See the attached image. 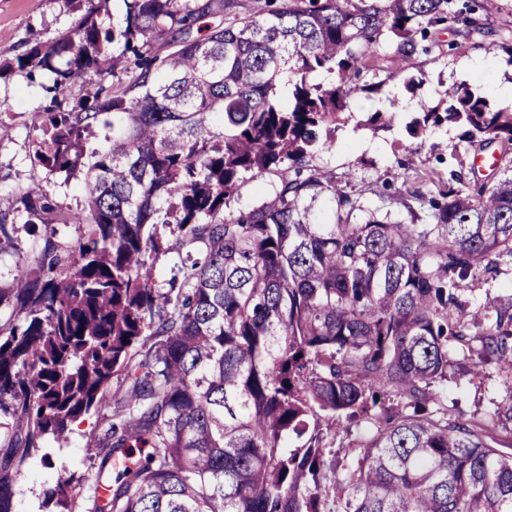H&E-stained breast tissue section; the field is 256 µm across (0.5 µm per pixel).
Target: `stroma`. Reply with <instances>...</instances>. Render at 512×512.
<instances>
[{"label":"stroma","instance_id":"35a3bbf8","mask_svg":"<svg viewBox=\"0 0 512 512\" xmlns=\"http://www.w3.org/2000/svg\"><path fill=\"white\" fill-rule=\"evenodd\" d=\"M82 14L78 0H0V63L14 61L32 46L73 31ZM426 43L428 52L417 55L411 71L418 81L415 91H408L400 81L384 87L382 93L365 94L362 87L372 83L373 73L360 70L353 79L357 91L331 143L313 159L319 173L362 192L368 206H379L384 192L435 194L438 182L447 181L452 170L461 174L462 185L468 189L493 175L488 167L474 169L473 162L499 156V147L462 142V130L454 125L416 138L407 132L406 124L417 99L437 104L461 82L485 94L492 106L505 107L501 90L512 82V68L487 52L485 40L464 37L452 28L430 33ZM44 81V76L32 81L16 70L0 75V211L10 214L15 227L14 245L0 247V282L4 284L10 282L16 262L37 270L45 241L70 249L78 246L87 231L86 225L63 224L50 215L42 221L29 220L22 204L26 191L37 180L58 210L79 213L85 206L77 178L49 173L32 162L31 139L42 123L44 107L50 104L41 88ZM389 110L396 113L390 127L376 131L366 127L371 113ZM444 391L451 412L466 418L479 416L512 391V374L493 365L477 377L452 374ZM107 427L106 413L90 412L73 424L63 450L53 451L51 465L33 460L17 478L16 512H36L34 504L41 501L43 489L61 475L71 477L72 493L81 512H91L99 479L114 477L141 455L140 449L132 448L112 464L88 456L87 444L103 436Z\"/></svg>","mask_w":512,"mask_h":512}]
</instances>
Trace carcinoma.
Returning a JSON list of instances; mask_svg holds the SVG:
<instances>
[{
    "instance_id": "obj_1",
    "label": "carcinoma",
    "mask_w": 512,
    "mask_h": 512,
    "mask_svg": "<svg viewBox=\"0 0 512 512\" xmlns=\"http://www.w3.org/2000/svg\"><path fill=\"white\" fill-rule=\"evenodd\" d=\"M108 3L0 66L51 77L33 159L81 175L88 227L72 250L45 240L39 275L0 287V512H15L27 462L103 409L94 455L151 452L94 512H512V452L495 437L512 395L465 420L440 390L459 353L512 371V301L473 310L462 295L512 260V166L438 189L425 221L403 195L371 209L311 165L383 34L395 50L369 93L413 67L430 29L489 38V24L456 0H124L112 24ZM104 112L112 148L88 154ZM444 122L512 146V107L466 84L443 109L420 104L408 130ZM271 171L273 195L231 207L244 175ZM24 204L56 212L39 183ZM162 250L180 260L167 288ZM147 336L161 340L140 358ZM349 424L345 453L328 448ZM68 485L42 505L76 512Z\"/></svg>"
}]
</instances>
